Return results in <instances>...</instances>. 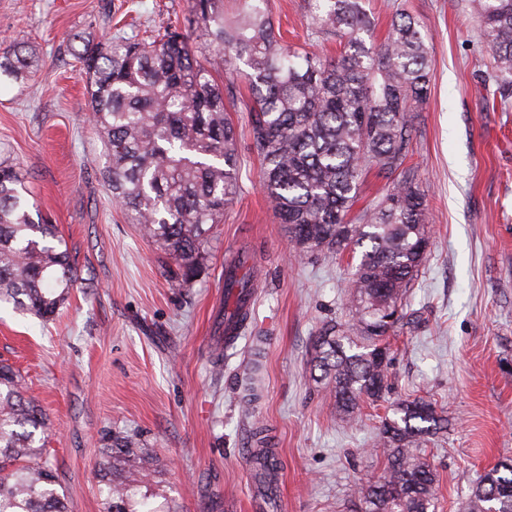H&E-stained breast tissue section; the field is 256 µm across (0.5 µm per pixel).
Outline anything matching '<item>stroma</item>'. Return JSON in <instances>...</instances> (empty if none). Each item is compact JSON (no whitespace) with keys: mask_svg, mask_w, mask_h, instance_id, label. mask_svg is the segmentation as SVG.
I'll return each mask as SVG.
<instances>
[{"mask_svg":"<svg viewBox=\"0 0 512 512\" xmlns=\"http://www.w3.org/2000/svg\"><path fill=\"white\" fill-rule=\"evenodd\" d=\"M384 38L399 13L421 22L432 64L429 98L415 118L417 166L430 246L412 290L420 326L391 341V389L339 421L314 380L313 340L349 317L350 256L291 249L260 186L248 134L250 92L233 97L241 189L190 288L165 280L162 253L126 221L103 170L73 50L83 39H141L179 25L205 47L187 0H0V41L36 49L22 82L0 78V158L25 175L30 203L57 224L80 280L53 320L0 305V360L20 370L44 406L45 449L71 512H101L95 468L112 437L137 435L165 467L152 502L160 512H349L385 459L377 427L390 403L422 397L448 417L428 443L436 512H456L479 474L512 459V104L491 106V67L472 0H366ZM288 42L337 57L312 34L308 0H272ZM253 254L251 320L225 346L224 265ZM264 434L280 466L270 487L255 477Z\"/></svg>","mask_w":512,"mask_h":512,"instance_id":"1","label":"stroma"}]
</instances>
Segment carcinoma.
I'll use <instances>...</instances> for the list:
<instances>
[{"label": "carcinoma", "instance_id": "carcinoma-1", "mask_svg": "<svg viewBox=\"0 0 512 512\" xmlns=\"http://www.w3.org/2000/svg\"><path fill=\"white\" fill-rule=\"evenodd\" d=\"M314 33L332 34L335 59L300 53L276 31L269 0H189L206 36L198 58L176 26L146 39L83 42L74 53L86 82L89 119L105 148L104 179L129 223L157 243L165 277L188 288L207 260L206 245L239 188L237 132L213 71L244 65L251 90L249 133L262 160V186L295 250L303 255L361 253L350 280L351 317L325 323L313 343L317 382L336 414L355 418L361 403L389 390L390 363L379 348L417 320L412 288L427 252L426 194L418 169L406 164L417 136L413 114L428 99L430 51L418 21L402 15L374 41L365 0H311ZM483 47L494 60L484 81L500 104L512 99V0H474ZM31 56L0 49V75L26 79ZM392 179L389 192L349 215L372 168ZM57 226L34 222L25 178L0 160V303L49 321L79 280ZM253 291L251 274L228 271L224 297ZM378 427L387 465L357 493L355 512H429L436 473L422 445L445 419L424 399L400 402ZM46 413L27 395L24 377L0 363V512H70L56 470L36 444ZM132 436L102 449L97 472L103 512H158L149 502L159 458ZM137 464L140 483L122 479ZM256 472L273 457L260 448ZM512 512V459L498 462L459 503L457 512Z\"/></svg>", "mask_w": 512, "mask_h": 512}]
</instances>
